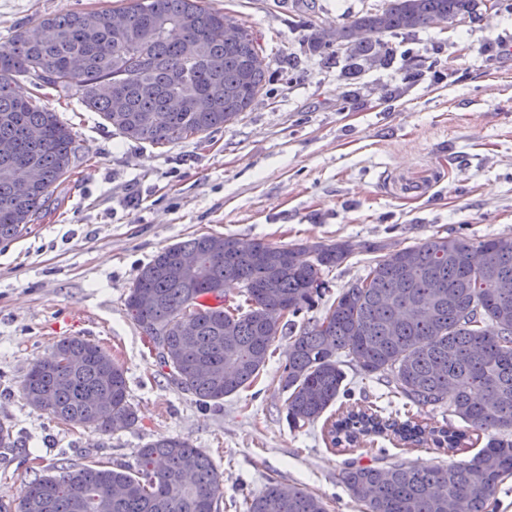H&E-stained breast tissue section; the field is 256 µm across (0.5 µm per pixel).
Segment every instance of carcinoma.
<instances>
[{"label":"carcinoma","mask_w":512,"mask_h":512,"mask_svg":"<svg viewBox=\"0 0 512 512\" xmlns=\"http://www.w3.org/2000/svg\"><path fill=\"white\" fill-rule=\"evenodd\" d=\"M478 0H384L350 22L313 28L312 46L375 62L383 37L473 18ZM133 39L112 31L107 15L38 16L0 42V241L17 239L42 213L55 185L70 176L75 136L57 113L25 88H59L77 96L122 137L169 145L211 133L251 109L268 81L257 66L262 48L250 26L224 39L230 16L202 0H128L120 8ZM198 44L186 57L187 43ZM109 86L123 95L116 109ZM178 96L182 109L169 101ZM35 169L40 183L15 197L13 175ZM479 249L489 257L486 288L448 259ZM383 245L339 241L277 246L209 234L174 243L138 270L126 306L170 378L199 403L217 404L254 382L284 333L291 334L280 382L288 424H313L347 396L341 357L364 375L387 378V403L436 407L451 400L464 426H433L384 416L385 408L354 403L327 424L336 448L386 436L404 445L432 441L454 454L473 436L489 435L471 458L428 469L404 463H350L342 483L366 512H493L499 486L512 475V237L473 240L433 235L376 258L366 276L343 289L323 317H303L326 270L356 251ZM207 261L198 277L182 274L176 254ZM309 260L303 262L299 254ZM243 284L242 300L224 303V286ZM291 316L280 321L282 311ZM192 321L184 336L179 321ZM29 406L77 425L97 420L101 436L136 426L124 369L107 350L81 337L59 341L53 356L32 365L21 387ZM113 486L123 493L102 499ZM224 479L211 457L179 437L161 436L137 452L135 464L62 465L24 483L17 512H220ZM244 512H327L318 495L271 480L243 499Z\"/></svg>","instance_id":"cac0c4a2"}]
</instances>
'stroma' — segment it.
<instances>
[{"mask_svg":"<svg viewBox=\"0 0 512 512\" xmlns=\"http://www.w3.org/2000/svg\"><path fill=\"white\" fill-rule=\"evenodd\" d=\"M383 0H205L250 26L270 80L250 111L166 146L115 135L95 112L39 91L76 135V170L40 218L0 244V501L62 464L131 463L144 444L178 436L224 474L221 512L268 479L319 495L329 512H364L341 474L380 455L424 468L444 450L385 437L331 447L321 424L290 427L279 382L289 336L250 388L202 405L174 384L125 306L139 267L162 248L223 233L288 246L386 241L400 249L439 234L512 235V11L388 37L384 61L350 72L344 53L309 51L307 23L348 22ZM126 0H0V42L42 15L103 13ZM358 252L324 272L317 319L366 275ZM80 336L124 368L135 427L99 436L35 410L22 381L56 343Z\"/></svg>","mask_w":512,"mask_h":512,"instance_id":"stroma-1","label":"stroma"}]
</instances>
